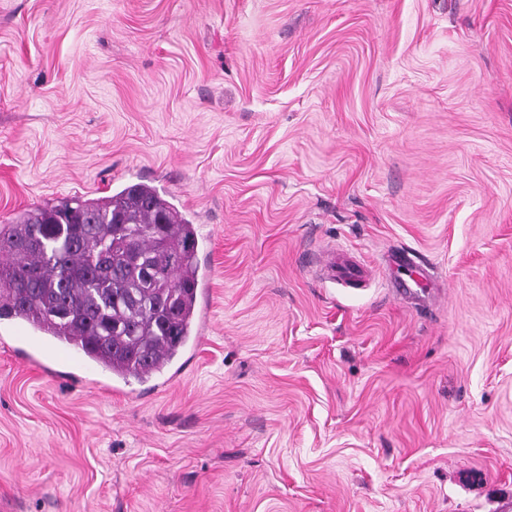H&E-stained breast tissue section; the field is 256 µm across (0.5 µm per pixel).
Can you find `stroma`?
<instances>
[{"label": "stroma", "mask_w": 512, "mask_h": 512, "mask_svg": "<svg viewBox=\"0 0 512 512\" xmlns=\"http://www.w3.org/2000/svg\"><path fill=\"white\" fill-rule=\"evenodd\" d=\"M132 181L197 337L125 381L0 320V512H512V0H0V222Z\"/></svg>", "instance_id": "obj_1"}]
</instances>
